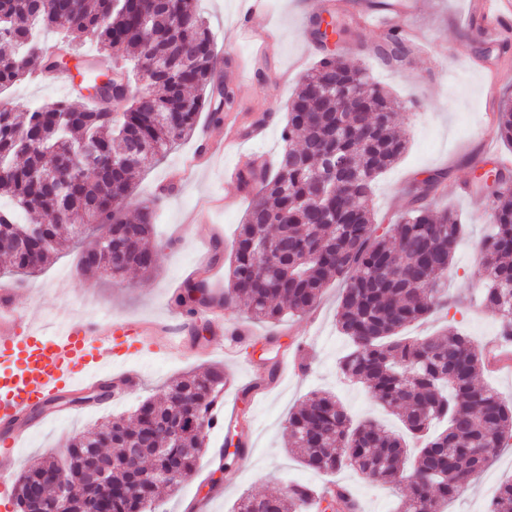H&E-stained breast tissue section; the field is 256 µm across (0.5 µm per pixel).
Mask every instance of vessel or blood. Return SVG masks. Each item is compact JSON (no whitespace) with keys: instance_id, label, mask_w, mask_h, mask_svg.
<instances>
[{"instance_id":"b4317fda","label":"vessel or blood","mask_w":512,"mask_h":512,"mask_svg":"<svg viewBox=\"0 0 512 512\" xmlns=\"http://www.w3.org/2000/svg\"><path fill=\"white\" fill-rule=\"evenodd\" d=\"M482 22L481 33L492 39L512 24V0H471ZM199 318L209 329L211 340L197 345L200 354L211 352L213 340L223 339L226 354L240 356L246 329L233 336L224 334V308L219 304L201 307ZM161 346L183 351L184 338L165 325L107 319L103 322L69 323L59 335L45 336L27 326L12 303V292L0 290V356L11 358L12 367L0 369V485L8 486L17 464L16 449L32 427L40 423L39 412L65 393L75 394L90 387H108L125 382L124 371L102 369L109 352L128 353L137 345Z\"/></svg>"}]
</instances>
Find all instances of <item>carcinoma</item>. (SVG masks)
I'll list each match as a JSON object with an SVG mask.
<instances>
[{
  "label": "carcinoma",
  "instance_id": "carcinoma-1",
  "mask_svg": "<svg viewBox=\"0 0 512 512\" xmlns=\"http://www.w3.org/2000/svg\"><path fill=\"white\" fill-rule=\"evenodd\" d=\"M65 12L68 25L58 21ZM317 38L338 43L360 39L359 27L335 16L320 20ZM62 30L71 47L96 43L118 50L123 68L148 75L149 90L132 94L114 116L92 96L28 106L24 115L0 106V193L12 206L0 207V256L27 273L42 268L64 247L65 229L80 237L91 232L84 252L111 262L107 235L121 250L112 272L154 271L150 250V208L139 221L119 218L138 172L193 133L202 108L224 123L222 106H212L210 87L217 55L206 22L191 0H0V93L28 74L44 47L38 34ZM389 65L400 67L408 50L400 30L378 48ZM157 57L164 68L149 73ZM351 95L354 112L340 110ZM396 102L366 70L325 56L303 79L288 106L283 147L274 168L240 173L254 195L231 245L229 285L223 305H241L258 321L276 323L286 313H304L323 288L343 284L337 328L349 342L341 374L359 382L371 397L400 419L406 435L368 421L357 426L336 397L313 392L288 416V452L310 470L350 468L400 489L397 512H441V504L512 440V403L479 382L488 352L453 329L410 337L402 331L450 304L441 288L463 233L451 211L423 205L400 215L388 228L375 224L372 185L407 148L396 130ZM494 135L512 145V95L502 96ZM335 177L328 191L320 177ZM444 174L433 173L416 188L420 200L437 191ZM473 189L486 194L493 229L481 246L484 305L500 319L499 343L512 347V171L499 168L490 186L479 176ZM30 219L21 224L16 211ZM209 301L205 283L192 280L176 295L180 307ZM227 384L224 372L189 375L155 401L144 400L135 422L120 416L71 440L61 462L36 461L15 487L18 512H55L60 504L43 476L64 470L73 501L87 512H155L160 490L190 475L202 449V426ZM107 449L112 483L94 477V456ZM319 490L296 483L279 497L243 494L233 512H307ZM341 502L359 512L358 500L343 485L324 499L321 512ZM490 512H512V481L500 485Z\"/></svg>",
  "mask_w": 512,
  "mask_h": 512
}]
</instances>
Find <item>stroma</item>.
Returning a JSON list of instances; mask_svg holds the SVG:
<instances>
[{
    "label": "stroma",
    "instance_id": "obj_1",
    "mask_svg": "<svg viewBox=\"0 0 512 512\" xmlns=\"http://www.w3.org/2000/svg\"><path fill=\"white\" fill-rule=\"evenodd\" d=\"M468 2L416 0L414 12L404 22L408 59L397 68L389 66L377 51L384 30L371 26L365 27L358 41L310 50L307 41L312 28L301 21L307 0H269L266 13L252 18L253 28L273 31L277 37L275 52L265 58L258 57L253 42L235 39L240 0H195V5L213 33L215 52L224 60L215 81L235 92L234 104L226 111L228 118L242 125L263 112L273 118L265 138L254 145L257 151L276 156L293 94L325 53L358 62L396 98L400 105L397 125L405 132L408 145L402 158L375 183L376 223L388 225L396 214L414 206L417 173L442 172L444 182L425 203L435 210H454L466 226L445 276L455 299L451 310L410 326L407 333L414 336L457 328L477 345L487 347L496 343L500 321L482 302L480 249L490 219L486 198L471 190L470 159L484 154L482 123L487 111L494 109L501 94L512 92V47L495 46L479 55L473 40L478 30L475 20L467 16ZM232 40L237 46L230 53L226 45ZM239 68L245 72L240 83L233 79ZM30 70V76L0 94V99L23 108L74 95V88L43 73L40 61H33ZM198 122L192 136L145 168L123 210L132 220L141 203L152 205L155 232L150 246L158 255L155 271L148 276L131 271L119 279L106 273L85 276L78 268L75 245L30 276L10 273L8 261L0 260V285L14 287V303L29 321L47 326L52 333L64 322L106 315L162 321L178 330L193 325V316L175 304V296L188 281L190 270L206 260L215 245L230 249L250 202L239 183L224 176L239 152L238 145H225L208 159L196 160L208 127L206 116H199ZM340 296V283H331L315 310L275 324L257 321L240 307H225V325L250 328L249 346L263 358L274 362L284 350L298 349L297 365H285L273 389L245 394L248 363L229 361L219 347L206 356L189 351L178 355L144 352L128 363L129 369L142 374L138 387L112 407L87 409L77 417L65 411L54 415L20 448L18 470L63 452L75 435L87 429L116 416H129L177 377L218 367L229 378L223 397L236 419L231 427L205 431L194 473L163 493L161 512H197L201 505L206 512H231L241 493L281 494L296 481L318 487L346 484L360 499L361 512H394L398 503L394 487L368 482L348 469L317 474L288 452V413L314 391L334 393L354 422L374 418L393 429L400 426L363 386L344 379L338 369L339 359L348 350L336 328ZM229 432L240 439L246 452L223 466L217 450ZM510 479L512 447L498 449L487 468L449 502L447 512H487L499 485Z\"/></svg>",
    "mask_w": 512,
    "mask_h": 512
}]
</instances>
